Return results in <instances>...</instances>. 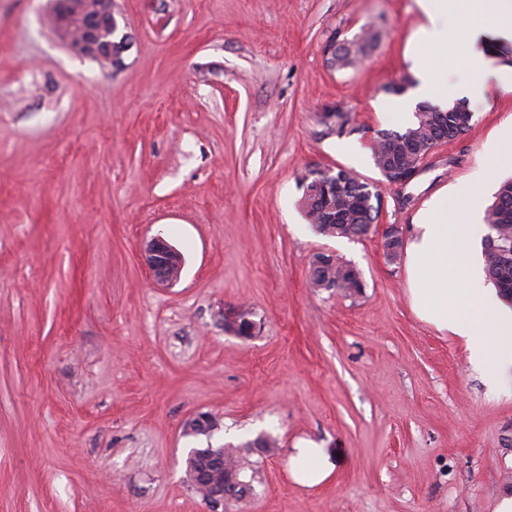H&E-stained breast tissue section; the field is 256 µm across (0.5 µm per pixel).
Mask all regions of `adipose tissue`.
I'll return each mask as SVG.
<instances>
[{"instance_id":"adipose-tissue-1","label":"adipose tissue","mask_w":512,"mask_h":512,"mask_svg":"<svg viewBox=\"0 0 512 512\" xmlns=\"http://www.w3.org/2000/svg\"><path fill=\"white\" fill-rule=\"evenodd\" d=\"M426 16L411 37L415 55L426 58L420 83L413 96L396 99L393 107L409 115L417 101L432 96L448 64L440 49L448 42L464 43L470 50L473 68L485 66L481 49L487 32L512 41V0H479L468 23L449 25L447 0H419ZM486 177L477 169L471 180L459 185L458 197L465 201L454 217L442 216L439 204H432L407 247V277L416 314L439 331L463 340L473 367L490 370L497 377L512 374V308L482 287L483 267L475 257V245L489 232L478 211V188ZM294 475L304 484L315 485L329 474L324 449L302 441L291 458Z\"/></svg>"}]
</instances>
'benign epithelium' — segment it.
<instances>
[{
  "label": "benign epithelium",
  "mask_w": 512,
  "mask_h": 512,
  "mask_svg": "<svg viewBox=\"0 0 512 512\" xmlns=\"http://www.w3.org/2000/svg\"><path fill=\"white\" fill-rule=\"evenodd\" d=\"M56 28L62 34L75 33V40L67 41V48L74 54L106 60L109 64L121 62L122 53L130 46V36L121 34L118 45L106 38L109 31H119V23L112 9V0H97L92 5L65 13L55 18ZM403 239L395 224L385 231V250L395 259L401 252ZM146 263L155 279L165 285H173L181 278L184 267L183 255L160 237L150 239L145 247ZM224 326L236 335L247 338L255 334L256 323L242 309L224 312ZM188 429L210 432L217 428L216 419L208 412L194 414L186 424ZM195 484L207 495V501L219 505L224 503V449L211 448L197 459L193 470Z\"/></svg>",
  "instance_id": "obj_1"
}]
</instances>
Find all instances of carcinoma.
I'll return each mask as SVG.
<instances>
[{
	"mask_svg": "<svg viewBox=\"0 0 512 512\" xmlns=\"http://www.w3.org/2000/svg\"><path fill=\"white\" fill-rule=\"evenodd\" d=\"M368 39L342 50L336 56L339 67H352L365 54ZM470 111L465 104L457 102L448 109L424 105L415 112V122L403 132L382 131L373 141L372 155L376 167L385 172L395 162L406 166L413 164L418 157L430 149L451 141L470 128ZM326 173L318 171L305 186L303 206L312 224L330 225L329 235L346 237L348 234L361 237L368 234L380 211L372 206L376 197L369 185L354 172L343 168L336 169V186L327 189L320 187ZM484 223L489 228L485 240L492 238L503 246L512 244V179L504 181L495 193L493 202L484 212ZM485 273L497 288L499 295L512 292V262L504 261L492 250H483ZM354 266L341 259L326 267L311 278L317 288H334L346 296L361 293L363 285L354 281ZM271 447L272 442L262 437L248 441L242 446L224 447V456L233 459L231 474L246 483L247 494L253 493L252 480L246 479L245 465L241 463L240 448H257L259 444Z\"/></svg>",
	"mask_w": 512,
	"mask_h": 512,
	"instance_id": "cac0c4a2",
	"label": "carcinoma"
}]
</instances>
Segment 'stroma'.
<instances>
[{
	"label": "stroma",
	"instance_id": "stroma-1",
	"mask_svg": "<svg viewBox=\"0 0 512 512\" xmlns=\"http://www.w3.org/2000/svg\"><path fill=\"white\" fill-rule=\"evenodd\" d=\"M53 5L0 0V512H495L512 388L492 393L416 315L384 231L411 238L433 200L461 208L453 188L512 117V86L468 98L469 49L445 46L472 128L400 189L371 144L411 125L387 85L416 75L415 0H113L131 37L114 66L71 53ZM336 33L375 41L340 69ZM336 167L384 199L368 236L306 219L303 177ZM156 236L184 257L175 284L146 264ZM322 252L360 294L313 287ZM238 306L252 337L224 329ZM199 411L212 436L185 435ZM259 436L276 446L243 452L253 496L212 508L189 451ZM302 440L326 451L320 484L291 473Z\"/></svg>",
	"mask_w": 512,
	"mask_h": 512
}]
</instances>
